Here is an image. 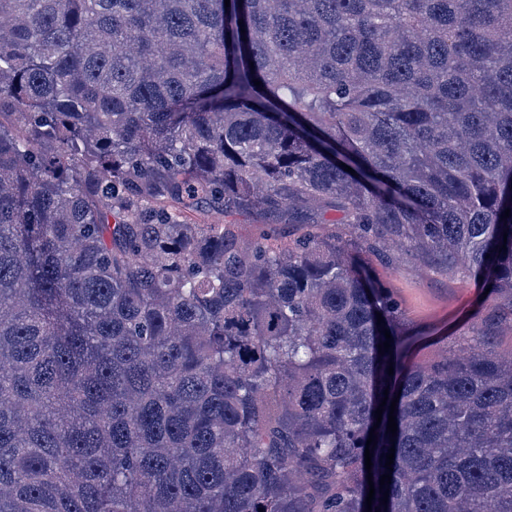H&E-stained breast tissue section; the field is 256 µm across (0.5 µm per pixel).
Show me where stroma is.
I'll return each instance as SVG.
<instances>
[{
  "mask_svg": "<svg viewBox=\"0 0 512 512\" xmlns=\"http://www.w3.org/2000/svg\"><path fill=\"white\" fill-rule=\"evenodd\" d=\"M365 260L400 300L416 336L412 351L417 357L428 356L431 344L443 337L449 347H456L475 322L486 325L499 354H512V334L506 330L508 320L495 317L498 301L485 299L482 286L474 277L422 268L410 257L387 268L378 266L373 255H366Z\"/></svg>",
  "mask_w": 512,
  "mask_h": 512,
  "instance_id": "stroma-1",
  "label": "stroma"
}]
</instances>
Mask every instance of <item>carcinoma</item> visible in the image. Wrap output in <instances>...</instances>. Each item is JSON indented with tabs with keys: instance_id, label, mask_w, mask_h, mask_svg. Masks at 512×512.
<instances>
[{
	"instance_id": "carcinoma-1",
	"label": "carcinoma",
	"mask_w": 512,
	"mask_h": 512,
	"mask_svg": "<svg viewBox=\"0 0 512 512\" xmlns=\"http://www.w3.org/2000/svg\"><path fill=\"white\" fill-rule=\"evenodd\" d=\"M507 209L512 0H0V512H512V354L361 259L512 298ZM363 257L400 300L412 333L417 334L411 349L417 358L428 356L434 348L428 346L444 336H448V350L456 348L462 341L459 337L468 335L473 322L485 324L494 336V348L499 354H511L512 335L505 329L509 322L506 309L502 318L487 320L501 301H484L477 278L456 272L446 275L433 267L421 268L411 257L389 268H383L373 255Z\"/></svg>"
}]
</instances>
